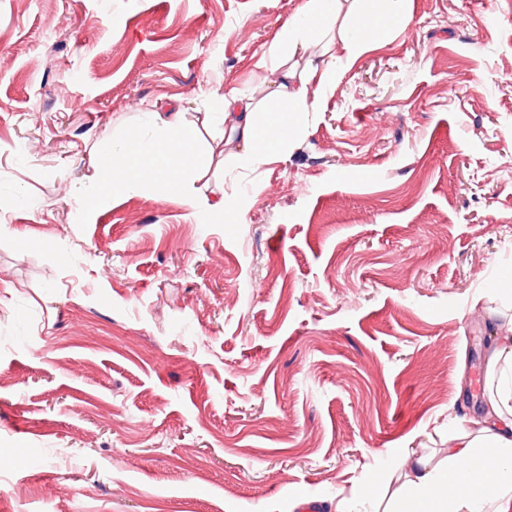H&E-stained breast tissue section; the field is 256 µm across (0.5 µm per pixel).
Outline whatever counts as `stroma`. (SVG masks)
<instances>
[{"label": "stroma", "mask_w": 512, "mask_h": 512, "mask_svg": "<svg viewBox=\"0 0 512 512\" xmlns=\"http://www.w3.org/2000/svg\"><path fill=\"white\" fill-rule=\"evenodd\" d=\"M301 0H0V512H368L484 410L512 289V0L408 21L310 82L287 161L105 201L91 148L262 101Z\"/></svg>", "instance_id": "obj_1"}]
</instances>
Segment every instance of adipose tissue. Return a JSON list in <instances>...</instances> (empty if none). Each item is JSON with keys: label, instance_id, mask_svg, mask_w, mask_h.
<instances>
[{"label": "adipose tissue", "instance_id": "adipose-tissue-1", "mask_svg": "<svg viewBox=\"0 0 512 512\" xmlns=\"http://www.w3.org/2000/svg\"><path fill=\"white\" fill-rule=\"evenodd\" d=\"M340 0H303L278 35L276 50L293 55L306 43L322 41ZM376 0H353L344 18L342 44L357 58L382 33L406 23L404 14L380 15ZM288 109L260 116L259 103L237 94L223 96L218 120L237 136L250 163L286 160L300 113L314 110L307 80L285 70L272 92ZM144 130H129L121 142L97 144L93 178L102 197H119L149 183L163 194L186 195L196 170L195 131L177 112H148ZM484 415L468 421L453 437L443 460L419 459L402 484L386 493L383 512H512V320L503 324L486 367Z\"/></svg>", "mask_w": 512, "mask_h": 512}]
</instances>
